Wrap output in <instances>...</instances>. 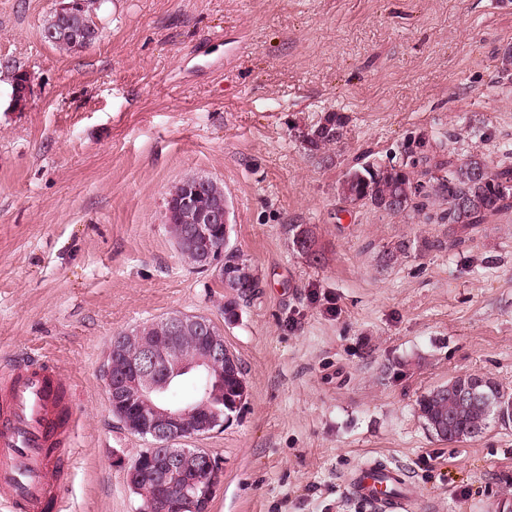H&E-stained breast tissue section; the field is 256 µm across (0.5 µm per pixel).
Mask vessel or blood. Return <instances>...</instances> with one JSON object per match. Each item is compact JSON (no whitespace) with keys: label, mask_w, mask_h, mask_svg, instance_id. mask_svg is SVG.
<instances>
[{"label":"vessel or blood","mask_w":512,"mask_h":512,"mask_svg":"<svg viewBox=\"0 0 512 512\" xmlns=\"http://www.w3.org/2000/svg\"><path fill=\"white\" fill-rule=\"evenodd\" d=\"M77 409L72 384L47 357L0 368V505L9 512H60L73 467ZM355 497L376 512H416L418 495L396 469L365 465Z\"/></svg>","instance_id":"vessel-or-blood-1"}]
</instances>
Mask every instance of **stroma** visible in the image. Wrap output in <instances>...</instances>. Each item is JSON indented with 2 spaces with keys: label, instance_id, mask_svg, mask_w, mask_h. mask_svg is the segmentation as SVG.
I'll return each mask as SVG.
<instances>
[{
  "label": "stroma",
  "instance_id": "obj_1",
  "mask_svg": "<svg viewBox=\"0 0 512 512\" xmlns=\"http://www.w3.org/2000/svg\"><path fill=\"white\" fill-rule=\"evenodd\" d=\"M52 6L0 0V69L32 77L28 105L0 109V364L44 355L78 388L63 512H140L125 471L151 442L112 414L103 364L113 336L173 313L212 320L245 370L240 411L187 442L222 469L211 512H373L349 479L374 459L405 470L424 512L512 503V428L448 443L416 412L460 375L512 391V211L466 233L340 193L421 136L440 159L512 145V9L103 0L100 39L67 52L41 38ZM331 113L343 140L307 151ZM189 176L223 184L230 244L260 280L229 320L230 292L165 224ZM293 224L321 262L293 250Z\"/></svg>",
  "mask_w": 512,
  "mask_h": 512
}]
</instances>
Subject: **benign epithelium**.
I'll use <instances>...</instances> for the list:
<instances>
[{"instance_id": "1", "label": "benign epithelium", "mask_w": 512, "mask_h": 512, "mask_svg": "<svg viewBox=\"0 0 512 512\" xmlns=\"http://www.w3.org/2000/svg\"><path fill=\"white\" fill-rule=\"evenodd\" d=\"M32 79L25 75L11 85L9 107L22 109L31 98ZM211 179L195 177V186L166 199L168 229L176 240L188 238L199 248V268L212 270L230 287L235 275L224 273V247L217 244L230 233L227 201L203 194ZM136 339V351H128L126 338H116L106 356L103 383L108 405L122 425L148 438L152 448L142 452L126 470V482L141 494L143 506L159 512H209L221 485V469L203 448H185L188 439L224 426V333L206 317L172 314L153 324L128 332ZM193 336L198 342L192 359L183 357L182 342ZM194 371L207 379L202 412H187L159 401L172 378Z\"/></svg>"}]
</instances>
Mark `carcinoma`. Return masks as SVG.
Masks as SVG:
<instances>
[{
    "label": "carcinoma",
    "instance_id": "obj_1",
    "mask_svg": "<svg viewBox=\"0 0 512 512\" xmlns=\"http://www.w3.org/2000/svg\"><path fill=\"white\" fill-rule=\"evenodd\" d=\"M99 0H82L79 11L68 19V27L85 31L100 23ZM346 119L330 114L304 135L307 150L318 152L338 143L344 136ZM421 172H416L417 168ZM512 188V150L504 149L500 159L488 160L478 154L465 159H438L429 153L428 141L413 140L407 148L406 160L400 164L377 166L365 164L352 168L344 175L342 194L354 205H368L391 214L414 212L430 221L455 224L463 230L486 224L512 209V195L501 189ZM438 205L437 215L428 213L429 206ZM224 265L237 274L240 287L236 297H252L260 288L259 278L246 271L245 262L230 244L224 245ZM476 385L481 400L462 403L458 388ZM246 382L242 363L224 368V410L244 397ZM417 411L426 428L443 441L460 442L486 430L494 421L507 428L512 425V393L494 378H455L448 383V395L434 388L417 399Z\"/></svg>",
    "mask_w": 512,
    "mask_h": 512
}]
</instances>
